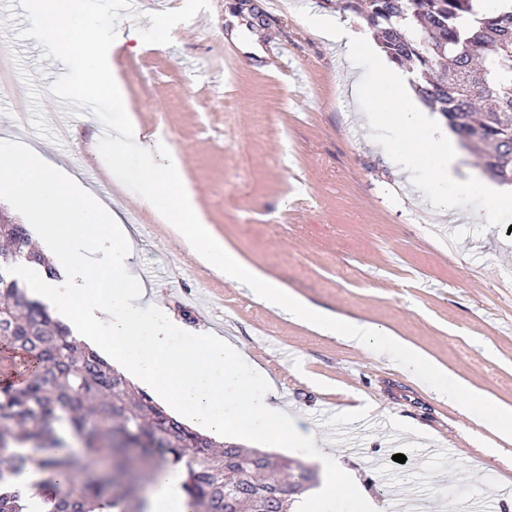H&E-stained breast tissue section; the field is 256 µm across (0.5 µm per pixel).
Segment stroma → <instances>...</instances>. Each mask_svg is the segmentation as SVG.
I'll return each instance as SVG.
<instances>
[{
	"label": "stroma",
	"instance_id": "stroma-1",
	"mask_svg": "<svg viewBox=\"0 0 512 512\" xmlns=\"http://www.w3.org/2000/svg\"><path fill=\"white\" fill-rule=\"evenodd\" d=\"M240 36L224 34L231 0H210L172 31V45L126 42L112 64L125 109L146 133L161 132L183 157V175L211 235L246 263L307 302L393 329L468 384L512 406V230L476 224L433 207L417 175L390 154L392 130L363 125L370 101L345 98L346 77L368 67L303 27L316 0H254ZM29 22L18 0H0L15 75L29 87L18 134L62 160L92 148L109 181V201L131 231L138 273L172 265L156 284L162 304L190 340L198 330L231 329L244 370L273 377L303 448L275 454L326 481L318 450L328 438L356 434L365 454L387 450L404 433L405 463L385 473L357 466L359 490L326 503V512H358L402 498L456 505L483 498L499 512L497 479L512 473V443L461 414L436 390L385 357L323 336L225 282L190 252L183 236L116 180L96 146L102 124L75 114L55 123L46 74L54 59H35V39H17ZM278 43L295 70L277 72L251 40ZM70 130L58 139V126ZM250 149L238 171L236 149ZM460 445L461 455H426L430 437Z\"/></svg>",
	"mask_w": 512,
	"mask_h": 512
}]
</instances>
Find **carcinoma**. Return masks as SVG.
I'll return each instance as SVG.
<instances>
[{
    "label": "carcinoma",
    "mask_w": 512,
    "mask_h": 512,
    "mask_svg": "<svg viewBox=\"0 0 512 512\" xmlns=\"http://www.w3.org/2000/svg\"><path fill=\"white\" fill-rule=\"evenodd\" d=\"M365 22L388 60L420 74L419 99L440 113L464 147H485L484 169L512 184V7L490 0H320ZM0 256L20 253L53 270L27 225L0 224ZM0 282V344L23 358V382L0 383V512H148L144 485L179 469L202 512H290L315 475L260 449L218 444L162 410L66 326ZM81 453L65 451L66 437ZM16 442L36 453L16 451ZM28 471L41 504L9 491Z\"/></svg>",
    "instance_id": "cac0c4a2"
}]
</instances>
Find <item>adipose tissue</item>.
<instances>
[{"label": "adipose tissue", "instance_id": "1", "mask_svg": "<svg viewBox=\"0 0 512 512\" xmlns=\"http://www.w3.org/2000/svg\"><path fill=\"white\" fill-rule=\"evenodd\" d=\"M307 28L336 43L343 54L366 59L374 78L350 92L373 104L368 121L394 131L393 148L403 163L428 176L433 197L461 211L474 198L484 202L481 223L512 222V191L460 174L457 141L409 94L411 73L370 54L360 32L312 14ZM18 204L49 249L64 281L30 278L32 294L74 338L111 353L121 374L151 389L157 400L216 441L234 430L251 442L273 440L282 448L301 445L280 405L273 380L240 371L238 347L204 331L191 341L174 336L172 313L133 271L134 252L119 213L38 146H15L0 137V197ZM151 512H192L170 471L156 474Z\"/></svg>", "mask_w": 512, "mask_h": 512}]
</instances>
